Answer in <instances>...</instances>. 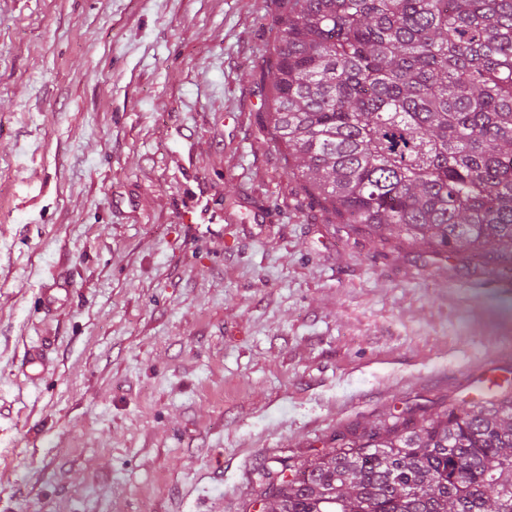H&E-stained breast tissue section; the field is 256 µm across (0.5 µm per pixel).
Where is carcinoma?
<instances>
[{"label": "carcinoma", "instance_id": "carcinoma-1", "mask_svg": "<svg viewBox=\"0 0 512 512\" xmlns=\"http://www.w3.org/2000/svg\"><path fill=\"white\" fill-rule=\"evenodd\" d=\"M266 123L311 200L512 266V0H283ZM269 470V512H512V397Z\"/></svg>", "mask_w": 512, "mask_h": 512}]
</instances>
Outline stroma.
I'll list each match as a JSON object with an SVG mask.
<instances>
[{
  "mask_svg": "<svg viewBox=\"0 0 512 512\" xmlns=\"http://www.w3.org/2000/svg\"><path fill=\"white\" fill-rule=\"evenodd\" d=\"M277 13L0 0V512H264V468L512 395V271L289 176Z\"/></svg>",
  "mask_w": 512,
  "mask_h": 512,
  "instance_id": "stroma-1",
  "label": "stroma"
}]
</instances>
